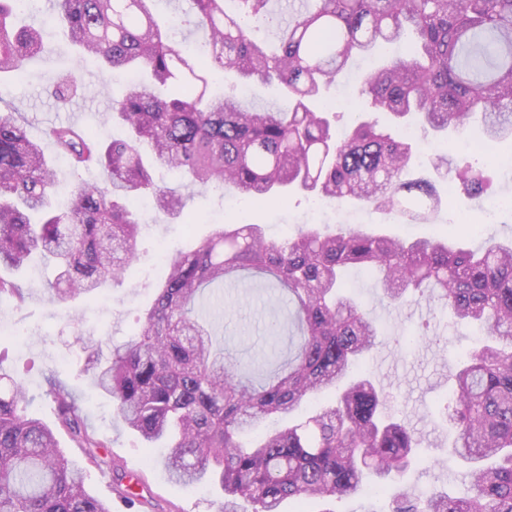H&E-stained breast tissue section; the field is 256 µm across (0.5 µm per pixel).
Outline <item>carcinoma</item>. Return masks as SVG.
I'll use <instances>...</instances> for the list:
<instances>
[{"instance_id": "carcinoma-1", "label": "carcinoma", "mask_w": 512, "mask_h": 512, "mask_svg": "<svg viewBox=\"0 0 512 512\" xmlns=\"http://www.w3.org/2000/svg\"><path fill=\"white\" fill-rule=\"evenodd\" d=\"M51 24L78 59L101 72L138 70L111 118L130 136L107 139L70 123L35 140L19 110L0 97V269L19 271L35 257L54 263L51 296L92 299L122 280L137 260L135 202L150 194L158 212L181 214L184 198L154 182L152 169L179 173L192 195L210 187L258 201L288 202L294 192L361 203L412 221H428L440 198L431 179L406 178L412 145L375 119L341 140L323 93L360 55L406 35L414 52L389 56L363 81L364 112L392 124L413 118L424 132L449 136L473 123L490 144L512 138V0H307L284 23L271 0H191L187 24L208 35L205 60L172 38L155 0H50ZM18 0H0V84L44 50L45 30L15 24ZM242 85L272 88L283 108H258L234 93L213 95L209 71ZM53 96L66 106L82 88L73 70L58 73ZM72 170L98 169L99 182L69 189L54 204L57 182L44 147ZM471 197L491 196L487 169L466 157L453 169ZM476 248L448 234L409 240L360 228H301L267 239L258 224L220 226L189 250L166 251V279L132 336L103 355L81 336L83 372L108 397L122 424L147 445L168 446L165 466L183 486L219 485L220 512H281L285 501L324 504L375 495L416 461L421 436L392 414L388 395L366 372L354 373L382 337L345 290L343 273L364 267L391 305L425 302L449 309L483 339L449 367L446 421L452 453L477 464L461 496L404 488L393 512H512V244L473 227ZM258 277L291 309L293 349L261 382L224 354V341L196 305L205 290ZM28 288L0 276V299L24 301ZM58 425L95 465L109 440L89 430L78 397L55 374L45 378ZM306 421L244 434L302 405ZM21 378L0 365V512H112L91 496L85 474L57 448L54 431L26 412Z\"/></svg>"}]
</instances>
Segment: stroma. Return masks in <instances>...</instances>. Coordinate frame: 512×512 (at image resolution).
I'll return each instance as SVG.
<instances>
[{"mask_svg": "<svg viewBox=\"0 0 512 512\" xmlns=\"http://www.w3.org/2000/svg\"><path fill=\"white\" fill-rule=\"evenodd\" d=\"M75 69L83 89L69 106H59L50 93L56 73ZM367 71L359 61L353 72L339 76L328 98L335 102L337 128L356 120L362 110L357 96L359 75ZM102 77L92 58L74 64L73 52L63 39L53 40L39 57L31 60L23 75L7 89L5 101L19 105L31 136L41 137L44 128L67 122L70 112L81 114L82 124L114 138L126 137V129L109 117V102L101 91ZM476 162L491 164L490 174L498 195H512V140L486 147ZM489 204L488 199L458 197L454 209H441L428 224H409L397 214L372 208L316 207L311 195L297 193L287 204L256 203L243 196L222 194L211 189L186 199L181 217L161 219L154 206L142 207L141 231L136 239L137 261L119 283L106 288L96 300L72 302L51 300L42 285L54 276L51 267L34 265L23 274L31 292L23 304L0 300V323L9 324L8 333H0V352H5L6 370L25 381L31 400L30 413L47 424L55 422V405L45 392L44 379L57 374L80 397L88 424L107 436L106 450L111 468L91 464L82 449L73 446L69 435L60 431L56 439L60 449L75 460L86 475V488L102 501H111L115 490L133 486L141 494L138 512H219L220 495L213 487H184L172 483L164 465V449L150 448L122 423L114 420L109 401L101 397L90 377L80 374L85 354L77 341L79 335L101 337L105 345L117 344L131 336L143 309L153 297L156 282L167 275L165 263L158 259L160 246L168 249L192 248L219 224H234L240 218L262 225L268 238L291 236L303 224L343 222L364 228L381 227L404 237H425L476 219ZM349 288L361 293L363 302L385 328L384 342L367 358L365 367L375 382L386 389L393 411L430 441L433 464L407 471L402 483L413 491L440 489L451 494L463 491L466 464L451 455L455 438L453 428L439 411L447 396L449 364L477 343L469 326L454 324L449 311L432 310L427 305L409 303L399 308L386 306L375 292L374 281L363 273L351 274ZM275 304L271 291L247 285L225 288L223 302L214 308L215 324L226 346L246 361L269 355L273 339L266 330ZM426 326L427 335L415 346L396 349L394 340L412 335L418 326ZM21 336H14V329Z\"/></svg>", "mask_w": 512, "mask_h": 512, "instance_id": "35a3bbf8", "label": "stroma"}]
</instances>
